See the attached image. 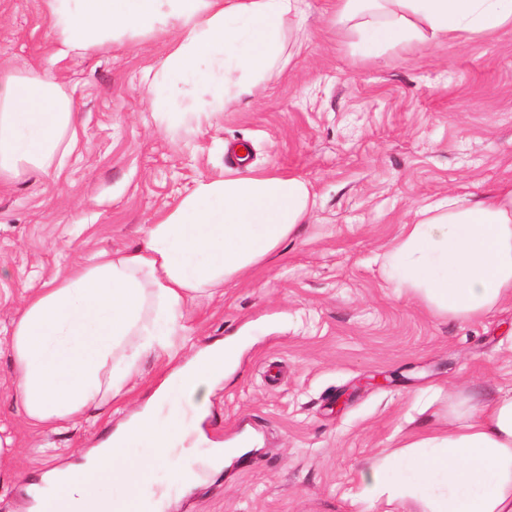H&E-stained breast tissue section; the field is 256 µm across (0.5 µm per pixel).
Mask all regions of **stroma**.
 Wrapping results in <instances>:
<instances>
[{"mask_svg": "<svg viewBox=\"0 0 512 512\" xmlns=\"http://www.w3.org/2000/svg\"><path fill=\"white\" fill-rule=\"evenodd\" d=\"M300 34L253 94L199 123L158 119L151 87L165 55L156 35L122 38L53 60L42 0H0V58L52 64L72 98L81 148L60 176L29 171L0 187V512H31L48 470L76 464L142 411L172 370L146 354L111 407L58 427H34L16 403L9 340L27 296L74 264L142 244L143 229L202 179L236 166L303 177L315 214L279 256L202 295L185 313L182 358L240 336L232 375L185 416L200 443L176 457L204 470L168 487L164 512H413L356 500L367 458L395 446L449 400L512 387V304L473 321L434 315L396 292L382 255L426 203L482 194L512 179V22L411 50L365 54L336 31L329 0H307ZM386 375L392 383L373 386ZM350 399L335 407L341 392ZM251 448L206 468L214 448Z\"/></svg>", "mask_w": 512, "mask_h": 512, "instance_id": "obj_1", "label": "stroma"}]
</instances>
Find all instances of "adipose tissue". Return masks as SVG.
Listing matches in <instances>:
<instances>
[{"instance_id": "ef3b65f1", "label": "adipose tissue", "mask_w": 512, "mask_h": 512, "mask_svg": "<svg viewBox=\"0 0 512 512\" xmlns=\"http://www.w3.org/2000/svg\"><path fill=\"white\" fill-rule=\"evenodd\" d=\"M58 58L111 40L167 35L154 73L165 111L179 82L221 74L224 95L197 118L251 94L278 61L286 28L305 18V0H43ZM336 25L365 47H405L491 32L512 20V0H334ZM80 141L73 104L53 71L0 63V183L29 170L60 174ZM315 202L297 176L245 168L200 180L145 228L141 247L76 267L32 293L10 337L17 399L35 426L107 407L127 391L144 354L176 358L184 311L200 295L276 257L309 223ZM404 225L385 253L397 288L452 320L485 316L512 301V183L479 196L436 200ZM235 343L206 348L169 379L173 394L76 467L46 474L57 512H161L168 493L144 477L168 465L187 423L174 395L203 397L237 357ZM448 426L406 434L367 460L362 499L412 501L419 512H512V388L467 397ZM152 459L129 463L127 444Z\"/></svg>"}]
</instances>
